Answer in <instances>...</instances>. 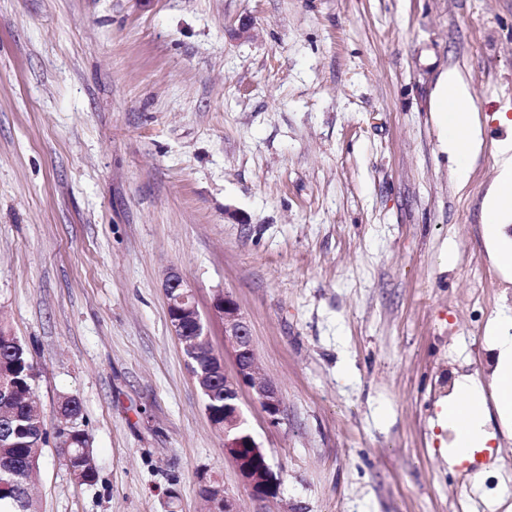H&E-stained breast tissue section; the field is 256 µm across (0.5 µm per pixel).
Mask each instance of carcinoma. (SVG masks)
<instances>
[{
    "mask_svg": "<svg viewBox=\"0 0 512 512\" xmlns=\"http://www.w3.org/2000/svg\"><path fill=\"white\" fill-rule=\"evenodd\" d=\"M34 366L26 348L9 327L0 321V383L18 393L31 394ZM214 421L224 422V379L212 385ZM59 412L70 423L68 446L61 448L72 475L81 483L91 484L97 472L90 462L89 435L78 424L80 402L62 397ZM47 422L25 404L11 405L9 416L0 421V512H34L29 495H21L37 478L44 445L48 441Z\"/></svg>",
    "mask_w": 512,
    "mask_h": 512,
    "instance_id": "obj_1",
    "label": "carcinoma"
}]
</instances>
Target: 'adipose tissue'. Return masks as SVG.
Returning a JSON list of instances; mask_svg holds the SVG:
<instances>
[{"mask_svg": "<svg viewBox=\"0 0 512 512\" xmlns=\"http://www.w3.org/2000/svg\"><path fill=\"white\" fill-rule=\"evenodd\" d=\"M432 110L442 128V143L457 162L459 176H466L472 156L480 147L474 134L477 118L470 107V93L463 77L456 71L442 73L433 92ZM499 174L484 199V233L493 244L497 265L512 268V239L502 236L501 227L512 223V143L497 148ZM489 339L498 353L495 404L500 415L512 419V317L493 324ZM485 396L480 386L460 383L452 398L442 404L441 424L452 425L455 439L451 458L455 462L472 459L487 448L490 440L485 430Z\"/></svg>", "mask_w": 512, "mask_h": 512, "instance_id": "adipose-tissue-1", "label": "adipose tissue"}]
</instances>
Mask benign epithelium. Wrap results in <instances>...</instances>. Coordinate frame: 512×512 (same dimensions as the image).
<instances>
[{
    "label": "benign epithelium",
    "mask_w": 512,
    "mask_h": 512,
    "mask_svg": "<svg viewBox=\"0 0 512 512\" xmlns=\"http://www.w3.org/2000/svg\"><path fill=\"white\" fill-rule=\"evenodd\" d=\"M163 288L168 300L171 331L182 344L189 365L199 366L194 377L203 394L209 384L224 377V455L232 460L242 483L253 497L270 499L278 495L280 478L268 462L267 453L249 431L239 406L242 390L251 392L267 420L276 424L282 413V399L277 388L259 376L247 317L228 292L215 296L212 306L224 321V344L233 355L234 371L224 372L223 359L213 352L207 326L198 310L193 290L177 270L168 272Z\"/></svg>",
    "instance_id": "obj_1"
}]
</instances>
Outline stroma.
<instances>
[{
  "label": "stroma",
  "instance_id": "35a3bbf8",
  "mask_svg": "<svg viewBox=\"0 0 512 512\" xmlns=\"http://www.w3.org/2000/svg\"><path fill=\"white\" fill-rule=\"evenodd\" d=\"M450 68L481 140L462 184L431 110ZM508 106L512 0H0V320L45 419L79 399L98 474L49 439L37 512H206L205 478L240 512H512L487 338L512 270L482 224ZM172 268L216 352L214 296L248 318L283 402L273 425L240 396L276 498L224 456ZM463 378L492 440L452 466L437 403Z\"/></svg>",
  "mask_w": 512,
  "mask_h": 512
}]
</instances>
